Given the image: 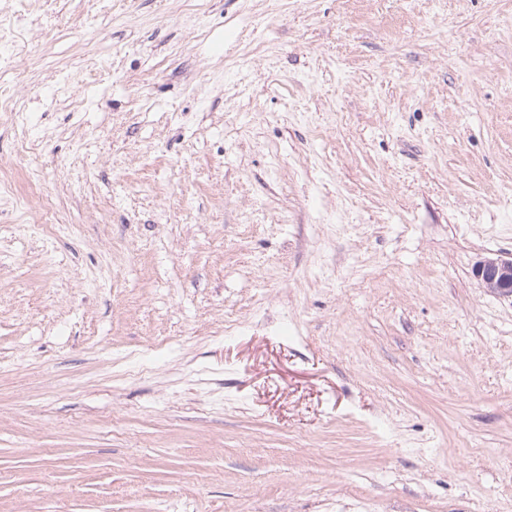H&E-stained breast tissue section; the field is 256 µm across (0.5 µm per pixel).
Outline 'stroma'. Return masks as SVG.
Listing matches in <instances>:
<instances>
[{
    "label": "stroma",
    "mask_w": 512,
    "mask_h": 512,
    "mask_svg": "<svg viewBox=\"0 0 512 512\" xmlns=\"http://www.w3.org/2000/svg\"><path fill=\"white\" fill-rule=\"evenodd\" d=\"M0 23V512H512V0ZM474 274L491 292L512 298V255L480 260L474 267Z\"/></svg>",
    "instance_id": "35a3bbf8"
}]
</instances>
